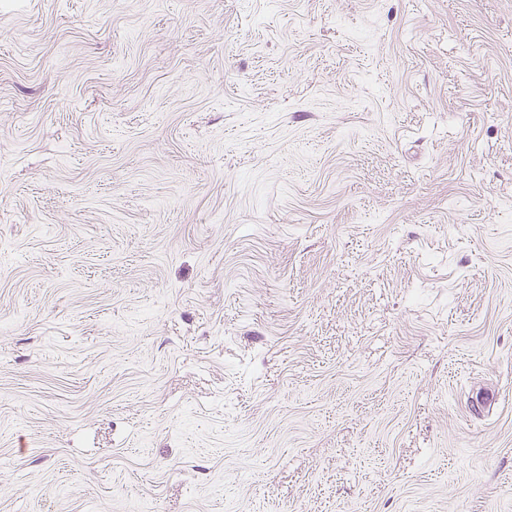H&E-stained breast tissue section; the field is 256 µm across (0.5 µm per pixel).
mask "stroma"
<instances>
[{
	"instance_id": "stroma-1",
	"label": "stroma",
	"mask_w": 512,
	"mask_h": 512,
	"mask_svg": "<svg viewBox=\"0 0 512 512\" xmlns=\"http://www.w3.org/2000/svg\"><path fill=\"white\" fill-rule=\"evenodd\" d=\"M0 512H512V0H0Z\"/></svg>"
}]
</instances>
